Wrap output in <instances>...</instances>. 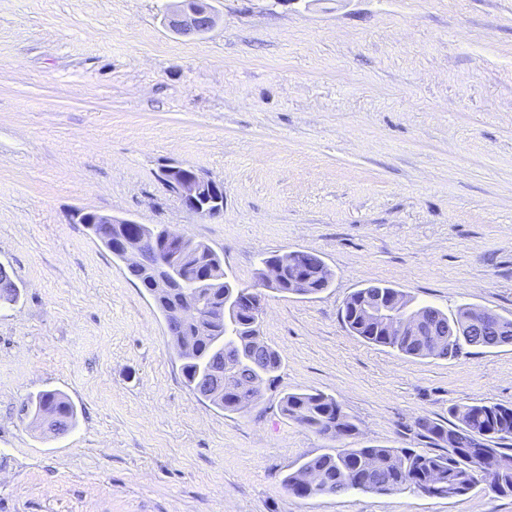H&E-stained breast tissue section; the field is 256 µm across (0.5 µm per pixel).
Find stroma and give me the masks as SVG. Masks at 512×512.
Here are the masks:
<instances>
[{
	"label": "stroma",
	"instance_id": "stroma-1",
	"mask_svg": "<svg viewBox=\"0 0 512 512\" xmlns=\"http://www.w3.org/2000/svg\"><path fill=\"white\" fill-rule=\"evenodd\" d=\"M173 32L168 0H0V512H512L477 486L297 498L283 479L337 447L431 450L418 418L512 405V345L421 359L352 336L341 309L385 284L450 313L512 315V0H207ZM224 183L189 213L161 180ZM96 211L217 251L230 281L264 257L321 256L315 295L266 291L275 388L225 412L186 385L153 299L79 224ZM77 409L63 435L22 416ZM321 391L358 432L288 419ZM168 20L171 29L182 34L202 35L216 24V15L206 1L170 0ZM204 5V6H202ZM185 166H169L162 172V180L169 191L176 194L191 213L214 218L224 213V186L202 172L186 173ZM222 187L223 197L217 191ZM21 412L33 414L34 419L42 415H49L51 421L47 424V429L54 434L66 432L74 426L76 419V409L69 399L56 391H43L35 399H31L22 405Z\"/></svg>",
	"mask_w": 512,
	"mask_h": 512
}]
</instances>
